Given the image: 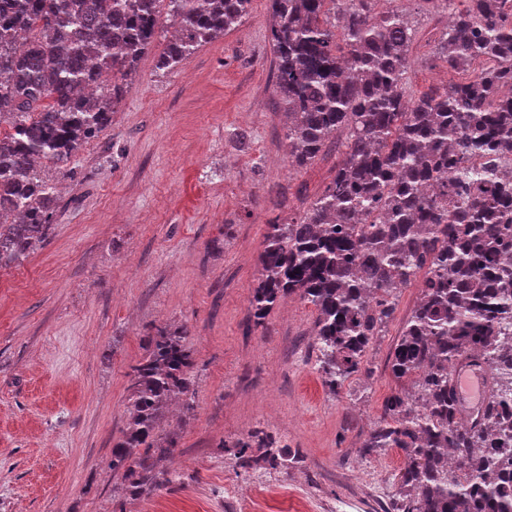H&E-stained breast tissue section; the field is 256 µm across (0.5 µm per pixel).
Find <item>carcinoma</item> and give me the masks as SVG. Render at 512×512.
I'll return each mask as SVG.
<instances>
[{
    "mask_svg": "<svg viewBox=\"0 0 512 512\" xmlns=\"http://www.w3.org/2000/svg\"><path fill=\"white\" fill-rule=\"evenodd\" d=\"M177 29L156 68L172 71L241 21L252 0H0V268L52 226L57 186L36 163L64 161L110 124L122 86L85 95L95 76L123 78L153 47L160 3ZM275 92L288 112V163L303 167L345 137L336 175L303 213L269 222L249 299L255 327L295 296L316 312L318 369L333 391L366 368L394 318L397 292L421 280L390 369L368 452L398 448L396 512H512V0H465L439 59L468 73L406 100L413 32L377 0H268ZM481 365L492 386L477 417L458 409L453 368ZM186 332L157 329L128 373L129 422L112 469L147 491L146 455L172 400L192 408ZM282 464L263 429L239 442Z\"/></svg>",
    "mask_w": 512,
    "mask_h": 512,
    "instance_id": "1",
    "label": "carcinoma"
}]
</instances>
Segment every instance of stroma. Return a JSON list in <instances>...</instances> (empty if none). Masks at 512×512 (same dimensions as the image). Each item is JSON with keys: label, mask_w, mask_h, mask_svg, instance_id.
<instances>
[{"label": "stroma", "mask_w": 512, "mask_h": 512, "mask_svg": "<svg viewBox=\"0 0 512 512\" xmlns=\"http://www.w3.org/2000/svg\"><path fill=\"white\" fill-rule=\"evenodd\" d=\"M404 12L410 95L458 81L436 55L447 9ZM166 42L159 32L103 133L44 161L61 187L52 229L0 269V512H392L404 455L363 445L397 386L388 361L420 288L399 292L367 373L336 391L316 365L312 305L284 299L254 329L267 225L303 211L341 153L288 167L267 0L171 72L155 67ZM158 325L188 328L195 393L160 423L146 461L158 489L134 496L112 445L126 374ZM255 428L287 466L259 448L240 465L236 443Z\"/></svg>", "instance_id": "stroma-1"}]
</instances>
